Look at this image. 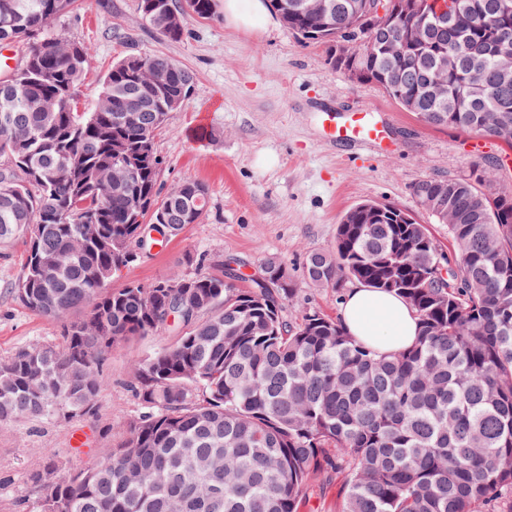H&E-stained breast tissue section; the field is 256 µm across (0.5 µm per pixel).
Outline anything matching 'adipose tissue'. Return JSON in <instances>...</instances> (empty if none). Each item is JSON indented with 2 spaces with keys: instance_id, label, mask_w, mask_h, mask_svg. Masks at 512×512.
Returning <instances> with one entry per match:
<instances>
[{
  "instance_id": "1",
  "label": "adipose tissue",
  "mask_w": 512,
  "mask_h": 512,
  "mask_svg": "<svg viewBox=\"0 0 512 512\" xmlns=\"http://www.w3.org/2000/svg\"><path fill=\"white\" fill-rule=\"evenodd\" d=\"M224 19L231 27L253 32L271 24L273 15L266 0H224ZM339 318L350 336L383 354L411 346L419 329L403 299L362 285L349 289Z\"/></svg>"
}]
</instances>
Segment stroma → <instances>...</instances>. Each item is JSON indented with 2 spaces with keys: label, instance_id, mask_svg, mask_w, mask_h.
<instances>
[{
  "label": "stroma",
  "instance_id": "stroma-1",
  "mask_svg": "<svg viewBox=\"0 0 512 512\" xmlns=\"http://www.w3.org/2000/svg\"><path fill=\"white\" fill-rule=\"evenodd\" d=\"M177 5L185 10L186 2ZM184 19L183 37L171 41L142 19L137 0H76L44 29L90 48L89 76L77 89L82 112L94 110L105 76L127 54H163L194 76L189 98L169 113L155 143L163 188L185 180L204 184L206 212L124 269L113 287L148 284L173 273L216 274L230 257L242 261L248 279L275 259L297 288L290 316L314 307L335 317L342 293L310 287L304 263L309 252L332 247L346 210L365 201L396 205L429 225L444 244L448 227L416 203L415 182L464 176L496 157L504 168L490 189L512 193L511 147L419 121L378 85L331 69L325 46L305 42L283 23L253 33L228 27L223 0H213L209 18L185 10ZM357 110L378 114L389 129L386 140L329 144L318 113ZM24 251L20 240L0 248V360L61 341L57 321L31 311L14 295ZM189 254L195 265L185 264ZM181 332L173 325L113 348L101 365L104 389L94 415L0 422V512H36L38 475L46 466L65 476L93 464L98 447L119 444L143 412L132 388L134 362L152 358Z\"/></svg>",
  "mask_w": 512,
  "mask_h": 512
}]
</instances>
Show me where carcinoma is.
Wrapping results in <instances>:
<instances>
[{
  "mask_svg": "<svg viewBox=\"0 0 512 512\" xmlns=\"http://www.w3.org/2000/svg\"><path fill=\"white\" fill-rule=\"evenodd\" d=\"M55 0H0V44L23 41L34 65L76 88L87 69L68 49L46 56L36 35L55 18ZM288 10V30L326 46L341 70L338 42L370 0H332L333 22ZM453 15L425 31L426 47L400 54L381 48L378 30L355 62L365 80L429 125L496 137L512 121V68L498 72L497 30L512 35V13L490 20L491 0H459ZM162 36L172 0H137ZM451 62L441 69V56ZM171 71L169 91L191 89L192 73L163 55L131 54L107 74L110 112L41 109L50 86L29 72L0 80V246L21 238L26 251L17 299L63 322L62 344L19 350L0 362V421H65L96 411L99 368L112 348L156 335L173 316L186 327L153 358L133 364L145 412L123 441L98 449L97 463L45 479L43 506L54 512H300L314 478L341 481L340 512H512V194L486 189L492 161L468 177L412 185L448 225V250L406 211L382 205L374 224L361 205L336 225L330 250L306 259L314 288L359 282L393 293L419 319L413 345L382 355L350 336L340 321L309 308L291 320L296 294L282 263L268 261L248 288L225 264L219 275L173 274L149 284L112 287L145 227L130 221L132 197L148 204L141 219L176 237L201 216L185 181L166 193L159 156L141 161L124 191L106 176L154 137L169 112L150 82ZM442 77L448 94L426 93ZM139 108L134 122L122 108ZM447 272H442V267Z\"/></svg>",
  "mask_w": 512,
  "mask_h": 512,
  "instance_id": "obj_1",
  "label": "carcinoma"
}]
</instances>
